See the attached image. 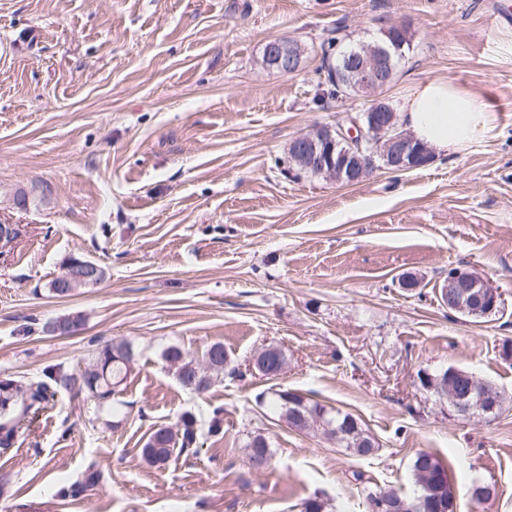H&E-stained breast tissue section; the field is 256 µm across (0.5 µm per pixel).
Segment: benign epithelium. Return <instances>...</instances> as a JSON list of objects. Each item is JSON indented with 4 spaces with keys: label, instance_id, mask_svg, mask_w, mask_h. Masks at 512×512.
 <instances>
[{
    "label": "benign epithelium",
    "instance_id": "1",
    "mask_svg": "<svg viewBox=\"0 0 512 512\" xmlns=\"http://www.w3.org/2000/svg\"><path fill=\"white\" fill-rule=\"evenodd\" d=\"M402 32V27L386 29L384 39L362 42L352 51L350 87L370 96L369 107L350 118L348 127L338 122L294 137L288 154L304 168L338 182L354 184L375 169L410 171L432 162V154L401 129L394 108L377 96L395 76L394 36ZM305 54V46L290 38H274L264 48L265 58L286 74L299 71ZM59 279L62 287L73 289L101 282L99 268L89 263L66 267ZM452 287L456 288L453 308L459 312H467L471 304L486 316L500 311L504 305L498 289L475 275L456 277ZM469 378V391L462 395L448 394V412L465 419L492 412L476 376L471 374Z\"/></svg>",
    "mask_w": 512,
    "mask_h": 512
}]
</instances>
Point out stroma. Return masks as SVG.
Instances as JSON below:
<instances>
[{
	"instance_id": "stroma-1",
	"label": "stroma",
	"mask_w": 512,
	"mask_h": 512,
	"mask_svg": "<svg viewBox=\"0 0 512 512\" xmlns=\"http://www.w3.org/2000/svg\"><path fill=\"white\" fill-rule=\"evenodd\" d=\"M496 2L0 0V223L20 227L0 247V376L70 372L112 340L139 352L118 423L61 391L0 449V512H304L313 498L365 512L366 491L412 492L420 451L449 464L458 512H512V25ZM393 25L412 49L384 91L392 106L450 81L480 95L493 131L353 185L292 169L293 137L367 105L324 97L323 44ZM279 36L306 46L298 73L263 63ZM73 256L106 277L55 297ZM452 269L487 279L504 308L449 312L439 290ZM407 274L418 288L401 287ZM68 315L79 332L45 331ZM216 342L241 365L281 347L287 368L183 390L162 351ZM451 366L510 403L449 415L419 377ZM284 387L355 416L378 452L356 458L320 429L289 428L259 400ZM187 412L199 452L146 465L152 431ZM253 433L270 441L267 470L247 463ZM92 464L99 485L58 497Z\"/></svg>"
}]
</instances>
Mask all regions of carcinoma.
I'll list each match as a JSON object with an SVG mask.
<instances>
[{"label":"carcinoma","mask_w":512,"mask_h":512,"mask_svg":"<svg viewBox=\"0 0 512 512\" xmlns=\"http://www.w3.org/2000/svg\"><path fill=\"white\" fill-rule=\"evenodd\" d=\"M324 68L328 70L326 95L337 98V87L333 81V68L344 66L341 58H331L329 52L323 55ZM162 357L169 367L174 369L178 383L186 390L195 394H203L211 387L212 376L228 373L231 377H241L243 373L230 361L224 351V345H210L196 359L177 346L166 348ZM138 360V353L127 341L111 342L97 348L92 353L85 367L74 372L65 373L60 370L47 369L43 377L22 383L9 376L0 377V448L8 449L14 442L19 425L29 416L42 411L53 400L56 394L65 390L85 396L98 406L112 413L120 411L122 402L115 399L121 387L130 378ZM287 364L285 352L278 347L266 349L265 356L254 364V369L262 376L272 379ZM422 385L430 389L438 397L448 396V392L464 391L466 382L454 383L448 379V370L426 376ZM287 389L271 392L268 399L270 406L279 412V417L297 430H306L314 425H328L339 434L336 447L349 454L366 458L376 454L378 448L375 441L361 427L355 417L339 410L328 409L317 401L303 395L293 393V400L285 398ZM198 419L192 413L184 414L176 427L159 426L149 436L141 448V455L148 464L162 467L175 453H182L197 447L199 439ZM248 463L256 467L258 463L272 462L273 453L268 439L262 434L249 438L247 444ZM411 471L415 489L412 495L404 496L397 492L393 498L399 503L397 512H416L414 504L417 500H446L448 492L453 488L448 468L441 458L430 452H419L411 463ZM100 481V473L88 468L82 480L70 486L66 493L74 496L87 487Z\"/></svg>","instance_id":"cac0c4a2"}]
</instances>
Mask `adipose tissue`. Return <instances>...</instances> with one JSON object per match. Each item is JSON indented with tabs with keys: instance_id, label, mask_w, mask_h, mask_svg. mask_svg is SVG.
<instances>
[{
	"instance_id": "adipose-tissue-1",
	"label": "adipose tissue",
	"mask_w": 512,
	"mask_h": 512,
	"mask_svg": "<svg viewBox=\"0 0 512 512\" xmlns=\"http://www.w3.org/2000/svg\"><path fill=\"white\" fill-rule=\"evenodd\" d=\"M399 121L438 156L471 150L492 130L494 116L473 92L448 81L429 80L405 98Z\"/></svg>"
}]
</instances>
